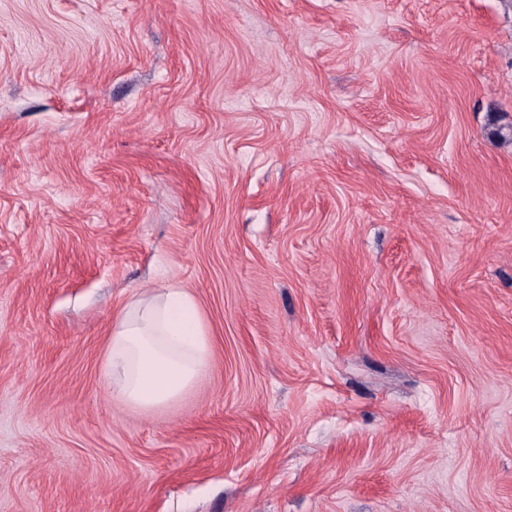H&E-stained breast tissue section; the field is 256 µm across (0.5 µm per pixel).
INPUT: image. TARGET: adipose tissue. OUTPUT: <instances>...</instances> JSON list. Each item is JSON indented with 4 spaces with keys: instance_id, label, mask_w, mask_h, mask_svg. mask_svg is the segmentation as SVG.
<instances>
[{
    "instance_id": "obj_1",
    "label": "adipose tissue",
    "mask_w": 512,
    "mask_h": 512,
    "mask_svg": "<svg viewBox=\"0 0 512 512\" xmlns=\"http://www.w3.org/2000/svg\"><path fill=\"white\" fill-rule=\"evenodd\" d=\"M210 356L195 298L181 288H143L112 323L102 372L114 398L154 408L198 382Z\"/></svg>"
}]
</instances>
